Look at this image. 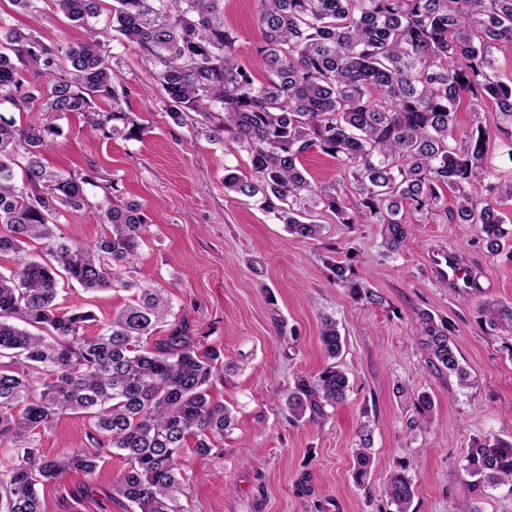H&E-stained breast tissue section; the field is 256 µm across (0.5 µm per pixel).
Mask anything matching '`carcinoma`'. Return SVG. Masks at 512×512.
<instances>
[{
  "instance_id": "cac0c4a2",
  "label": "carcinoma",
  "mask_w": 512,
  "mask_h": 512,
  "mask_svg": "<svg viewBox=\"0 0 512 512\" xmlns=\"http://www.w3.org/2000/svg\"><path fill=\"white\" fill-rule=\"evenodd\" d=\"M80 23L86 40L50 46L29 31L0 25V104L24 112L82 113L104 138L137 137L142 127L124 108L126 89L114 84L112 59L90 20L101 0H53ZM263 41L256 52L267 72L256 83L236 59L237 37L224 23V0H113L112 30L138 46L177 125L191 123L211 142L229 138L246 151L252 172L224 167V189L253 201L289 234L317 239L322 225L306 220L319 207L338 224H379L384 246L397 251L448 190L450 219L478 224L485 247L512 239L501 208L512 203V177L491 180L486 130L457 138L463 95L470 111L491 102L500 144L512 159V83L500 80L493 49L512 43V0H256ZM56 71L52 84L24 83L23 72ZM106 99L100 110L96 100ZM51 125L15 126L0 115V253L32 243L50 259L26 258L0 272V512H44L37 486L79 471L90 483L116 456L125 467L115 484L133 512H186L182 453L216 456L233 419L210 389L223 376L220 352L200 349L185 319L168 336L155 326L174 313L173 293L134 276L149 218L129 198L100 213L110 233L92 245L57 236L61 211L89 207L92 175L49 169L43 151ZM338 159L339 183L317 188L303 158L312 150ZM336 282L354 291L351 267L332 266ZM95 293H131L93 335L88 311L57 313L59 280ZM485 321L512 332V305L487 303ZM417 329L432 362L467 385L448 338L447 323L419 315ZM319 340L336 359L342 340L331 318ZM348 377L337 365L315 383L297 381L288 396L296 419L324 414L346 399ZM65 414L89 418L81 449L50 457L37 435ZM368 430L354 449L362 485L370 462ZM460 512L483 486L512 482V442L471 443L462 467ZM396 512H409L412 480L393 474L384 489Z\"/></svg>"
}]
</instances>
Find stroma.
I'll return each mask as SVG.
<instances>
[{
    "instance_id": "1",
    "label": "stroma",
    "mask_w": 512,
    "mask_h": 512,
    "mask_svg": "<svg viewBox=\"0 0 512 512\" xmlns=\"http://www.w3.org/2000/svg\"><path fill=\"white\" fill-rule=\"evenodd\" d=\"M40 8L35 20L0 0V24L34 28L49 45L82 41V29L56 12L52 0ZM224 19L238 36V62L263 79L255 0H224ZM107 48L129 90L128 109L143 127L139 138L92 135L78 112L51 119L37 107L17 115L2 104L0 115L24 125L54 121L57 133L45 152L51 168L94 167L120 197L145 205L152 223L136 278L173 286L175 313L232 366L210 395L233 411L236 425L224 437L222 458L185 452L195 476L183 501L187 512H395L384 487L400 470L414 484L409 512H456L472 439L512 440V334L490 329L479 311L487 301L512 302V245L489 253L478 225L450 222L449 194L393 253L381 245L380 225L340 224L325 211L314 215L323 226L320 238L292 236L271 214L225 191V167L250 174L246 152L174 125L135 46L111 39ZM87 192L91 210L63 213L58 222L65 237L91 244L106 227L94 208L102 190ZM451 247L479 279L470 293H449L433 274V256ZM339 261L351 266L362 293L335 282L330 266ZM368 290L376 302L366 300ZM128 299L118 289L76 287L58 303L64 313L92 311L86 324L92 333ZM421 312L447 323L469 385L432 365L416 333ZM326 316L336 320L344 341L339 362L349 390L325 415L294 421L289 390L298 379L316 381L329 363L319 341ZM424 394L432 402L429 423L415 430L411 422ZM364 423L373 444L369 476L360 485L353 450ZM89 428L88 420L66 415L41 433L40 444L58 456L81 444ZM123 467L119 458L106 462L92 488L78 473L46 484L44 512H126V500L112 488Z\"/></svg>"
}]
</instances>
